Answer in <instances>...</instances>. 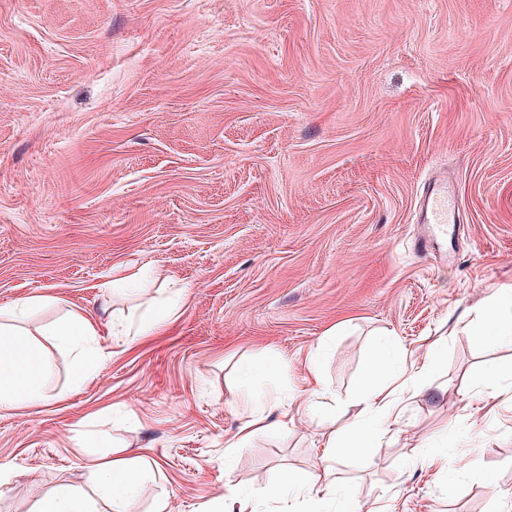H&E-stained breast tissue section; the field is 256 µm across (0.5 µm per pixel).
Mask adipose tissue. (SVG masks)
Listing matches in <instances>:
<instances>
[{"mask_svg": "<svg viewBox=\"0 0 512 512\" xmlns=\"http://www.w3.org/2000/svg\"><path fill=\"white\" fill-rule=\"evenodd\" d=\"M51 372L50 360L31 346L25 330L0 323V410L43 401ZM405 373V358L394 340L388 336L380 338L360 398L367 413L393 416L397 408L394 387ZM374 437L375 432L366 420L358 422L349 438L331 433L326 439L319 475H293L290 483L311 502L329 495L336 484L337 456L361 457ZM152 465L147 456L131 457L122 448L112 449L86 467L90 494L61 484L38 498L33 512H94L93 502L97 499L106 503L108 512H133L138 499L136 477L152 473Z\"/></svg>", "mask_w": 512, "mask_h": 512, "instance_id": "obj_1", "label": "adipose tissue"}]
</instances>
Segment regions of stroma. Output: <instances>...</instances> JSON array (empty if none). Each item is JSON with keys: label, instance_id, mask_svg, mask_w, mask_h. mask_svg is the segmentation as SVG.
I'll return each instance as SVG.
<instances>
[{"label": "stroma", "instance_id": "1", "mask_svg": "<svg viewBox=\"0 0 512 512\" xmlns=\"http://www.w3.org/2000/svg\"><path fill=\"white\" fill-rule=\"evenodd\" d=\"M434 172L466 221L422 259ZM508 289L512 0H0V308L45 298L24 325L53 365L46 400L0 411V512L85 489L113 441L160 469L137 512L231 487L282 512L281 475L318 473L357 420L382 336L409 363L398 414L320 512H512V341L479 317ZM74 311L102 352L77 389L50 335ZM316 349L336 401L311 414ZM242 360L281 404L236 449Z\"/></svg>", "mask_w": 512, "mask_h": 512}]
</instances>
